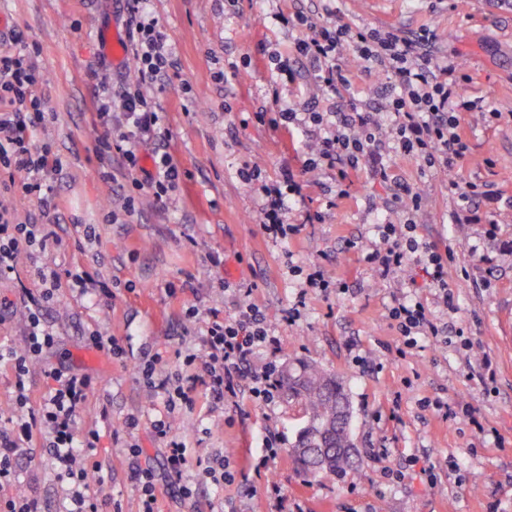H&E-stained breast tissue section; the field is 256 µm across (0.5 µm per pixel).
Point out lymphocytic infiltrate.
Wrapping results in <instances>:
<instances>
[{
    "mask_svg": "<svg viewBox=\"0 0 512 512\" xmlns=\"http://www.w3.org/2000/svg\"><path fill=\"white\" fill-rule=\"evenodd\" d=\"M143 2L130 0L129 3V26L137 35L133 55L139 81L119 94L103 91L95 99L94 110L100 120L112 123L102 147L118 150L131 169L143 172L146 185L160 203L175 187L180 170L167 152L141 151L144 143L162 141L168 136L166 112L142 86L165 72L171 47L157 20L145 11ZM284 22L303 30L304 35L295 41L294 50L317 65V79L323 90L336 94L349 86L348 73L338 63L349 47L366 69L385 72L398 87L385 106V111L393 116L387 126L382 123V113L367 110L355 99L350 102L349 113L336 121L330 120L325 112H309L300 118L287 108L256 113L258 121L286 130L297 126L304 133L314 135L315 149L305 168L335 171L338 196H347L362 163H369L375 175L387 179L384 158L389 153L445 169L453 168L463 158L467 145L462 137V121L465 112L477 108L478 103L463 94L465 77L460 66L436 63L429 49L434 40L430 32L408 39L390 29L355 30L347 25H319L301 13L286 16ZM40 79V69L26 46L0 55V103L9 106L8 111L0 113V170L8 174L7 179L0 180V191L7 193L18 187L28 194L38 193L40 200L45 201L53 193L51 175L59 169L60 162L52 158L49 146L35 149L27 139L28 130L43 127L50 119L35 94ZM116 109L121 117L114 121L110 115ZM256 185L258 194L265 199L264 232L280 240L298 235L301 225L284 221L291 202L302 195L303 184L296 174L286 168L281 172L280 182ZM393 200L407 219L401 224L378 225L379 241L364 254V262L383 277L409 262H417L429 269L431 281L439 288L445 306H452L453 296L448 290L450 247L415 238L412 214L418 210L420 198L408 184L396 183ZM46 240L44 225L17 222L12 212L0 209V278L13 273L22 250ZM36 275L43 289L25 295L29 304L25 345L20 349L0 347V362H9L16 379V405L10 421L18 429L14 437L0 433V487L15 480L13 452L18 440L29 441L39 436L47 441L59 479L69 483L63 512H101L99 499L91 490L92 477L102 469L92 455L97 435L76 430L77 415L93 392L94 381L86 375L45 367L44 374L53 386L42 397L38 409L31 410L27 407L26 378L30 364L55 343L54 332L40 318L42 301L52 299L64 283L80 296L94 289L108 298L112 290L96 285L85 271L63 272L45 265L37 268ZM389 316L401 336L441 334L421 303L401 304ZM278 349V340L271 335L264 312L255 304H243L234 321L209 322L201 353L186 356L187 364H200L199 372L157 381L152 367L147 366L142 374L148 387L163 392L172 408L180 403L193 406L192 393L200 386L209 390L214 402H223L225 397L236 396L243 380L249 381L255 398L268 404L279 393L281 379L273 363L255 367L251 360L262 353H277ZM152 428L166 440L168 479L177 485L182 498L192 496L191 488L184 481L189 468H197L201 475L215 482L231 480V473L217 471L211 459H192L184 442L172 434L166 421H153Z\"/></svg>",
    "mask_w": 512,
    "mask_h": 512,
    "instance_id": "obj_1",
    "label": "lymphocytic infiltrate"
}]
</instances>
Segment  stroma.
Listing matches in <instances>:
<instances>
[{
	"instance_id": "1",
	"label": "stroma",
	"mask_w": 512,
	"mask_h": 512,
	"mask_svg": "<svg viewBox=\"0 0 512 512\" xmlns=\"http://www.w3.org/2000/svg\"><path fill=\"white\" fill-rule=\"evenodd\" d=\"M128 0H0V53L13 51L19 34L42 73L36 94L52 117L33 131L32 146L51 142L63 162L49 206L37 196L15 193L9 207L20 221L46 225L62 245L47 243L38 262L81 268L107 282L111 300L57 290L43 307L55 345L30 366L33 400L48 392L46 364L91 377L96 383L78 418V431L98 435L94 451L103 464L92 484L103 512H139L128 470L126 444L136 437L143 466L158 477L155 512H512V0H149L147 7L166 35L173 55L163 85L147 86L168 116L166 149L184 172L166 204L149 191H135L120 153L99 154L107 132L93 107L97 84L136 83L132 54L112 57L113 34L128 35ZM303 13L322 25L355 29L388 27L405 38L433 31V50L460 61L464 95L479 107L466 113L463 138L469 149L452 170L415 159L390 157V182L363 166L349 197L336 196V175L304 171L313 142L301 130L276 129L254 114L271 106L276 77L267 53L287 58L293 82L281 90V107L342 112L349 98L378 111L394 81L365 72L353 50L340 65L351 84L334 95L319 87L317 70L297 56L298 33L278 14ZM267 53H260V46ZM238 77L217 79L228 62ZM258 167L265 179L282 168L300 174L305 203L293 204L289 223L300 234L275 241L260 224L263 198L242 181V168ZM486 185L494 201L474 200L477 221L458 218L449 181ZM421 197L413 215L417 234L446 242L453 309L416 264L388 278L364 264L362 253L377 239L376 227L403 215L389 200L394 182ZM135 196L134 212L124 210ZM319 222L304 224L306 211ZM118 212V222L107 221ZM96 237L86 241L85 227ZM35 264L21 255L15 273L0 279V344L22 346L28 306L24 290L37 289ZM320 265L327 290L304 289L288 265ZM468 278H461V270ZM249 289V302L265 313L279 340V365L311 362L336 375L352 405L354 467L343 475H305L293 446L305 418L287 395L270 405L249 389L213 404L204 389L195 405L168 409L139 374L155 362L159 377L187 372L184 358L199 352L213 314H237L224 283ZM421 302L443 333L419 338L413 349L389 318L392 307ZM197 307L186 320L188 307ZM298 308L296 321L288 311ZM114 336L121 358L88 347L91 331ZM468 404L479 419L447 413ZM137 416L135 434L126 420ZM167 418L192 454H223L236 480L218 485L189 471L193 497L170 494L162 477V440L151 424ZM281 444L262 470L253 462L262 441ZM387 454L375 458V449ZM16 486L37 497L45 512H61L62 488L41 438L15 455ZM276 482L281 497L267 494Z\"/></svg>"
}]
</instances>
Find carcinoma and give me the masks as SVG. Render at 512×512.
<instances>
[{
    "instance_id": "obj_1",
    "label": "carcinoma",
    "mask_w": 512,
    "mask_h": 512,
    "mask_svg": "<svg viewBox=\"0 0 512 512\" xmlns=\"http://www.w3.org/2000/svg\"><path fill=\"white\" fill-rule=\"evenodd\" d=\"M288 399L299 402L305 411V425L300 431L296 444L295 460L309 475L318 471L312 468L308 457L302 453L304 448H330L329 469L342 474L353 468L352 457L340 451L344 447L345 432L350 423H344L339 429L330 431L327 425L343 408H350L345 389L336 376L310 363H300L283 371Z\"/></svg>"
}]
</instances>
